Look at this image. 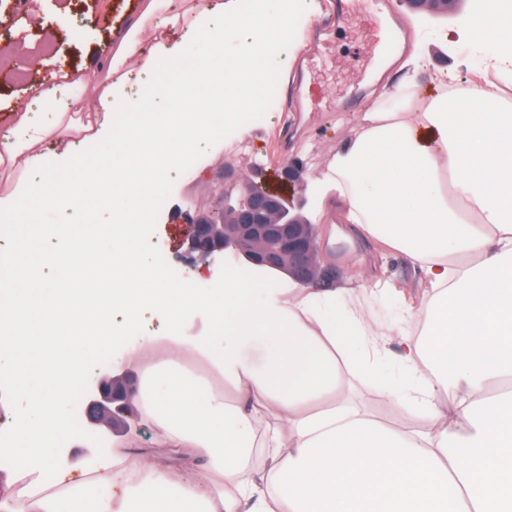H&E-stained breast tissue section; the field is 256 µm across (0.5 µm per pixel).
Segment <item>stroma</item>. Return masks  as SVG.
I'll list each match as a JSON object with an SVG mask.
<instances>
[{
    "label": "stroma",
    "instance_id": "1",
    "mask_svg": "<svg viewBox=\"0 0 512 512\" xmlns=\"http://www.w3.org/2000/svg\"><path fill=\"white\" fill-rule=\"evenodd\" d=\"M142 0H40L38 12L46 22L29 29V41L33 53H43L45 47H53L58 58L66 64L90 71L98 55L106 50L105 41L113 30L126 28L140 10ZM480 0H457L451 16L432 19L434 34L420 40V76L424 87H431L439 70L455 68L460 81L473 79V67L481 62V54L463 43L439 40V33L452 31L463 15L474 12ZM374 24L372 13L340 23L327 37V45L314 61L316 75L324 97L337 95L367 74L369 54L368 33ZM38 73L15 66H0V128L6 126L13 112L24 103L25 90L37 81ZM285 80L275 79L265 85L266 99L276 101L280 112L279 123L267 124L262 116L251 110H243L241 117L250 124L252 134L246 143L238 144L224 137H212L209 146L197 155L196 175L176 176L162 184L169 208L148 216L141 225L151 255L164 256L172 265H179L189 228L173 219L172 208L183 205L186 198L196 202L215 200L216 186L202 179L203 171H219L233 166L241 172H249L254 165L264 167V179L276 182L278 191L296 196L295 187L282 183L280 169L293 157L301 158L307 177H314L335 157L342 140L356 118L355 112H314L303 122L296 121L291 103L286 97ZM291 122L292 130L287 139H280L282 122ZM335 251L330 259L335 265L338 279L355 276L365 268L375 266L384 271L385 285L354 289L352 303L369 308L378 328L384 331V343L396 348L401 335L415 331L412 323L398 321L403 302L420 305L427 301L429 290L421 279L418 267L406 256L385 249L368 250L360 240L335 239ZM409 385L410 380L396 359H389L381 366L363 370L349 367L345 372L343 396L352 404L362 407L374 416L395 426L423 427L421 414L408 413L390 407L384 397L391 384ZM128 445L133 449L160 451L161 445L151 429L133 427L127 433L115 436L111 433L90 432L89 436L72 433L67 462L74 467L88 465L101 447L112 442Z\"/></svg>",
    "mask_w": 512,
    "mask_h": 512
}]
</instances>
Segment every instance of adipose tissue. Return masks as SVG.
Masks as SVG:
<instances>
[{
	"label": "adipose tissue",
	"mask_w": 512,
	"mask_h": 512,
	"mask_svg": "<svg viewBox=\"0 0 512 512\" xmlns=\"http://www.w3.org/2000/svg\"><path fill=\"white\" fill-rule=\"evenodd\" d=\"M165 7L150 0L97 63L107 82L94 111L59 65L0 134V168L21 170L0 216L23 229L47 205L83 210L82 223L30 239L0 266V372L16 383L0 400L21 407L0 512H512V394L495 392L512 380V103L480 78L424 92L410 56L312 180L328 237L406 255L432 290L420 334L401 343L417 386L386 395L424 412L428 427H392L339 396L345 362L366 367L384 351L364 309L346 307L339 324L329 316L354 279L307 288L228 271L223 287L201 290L204 270L170 283L140 245L155 190L208 144L213 113L230 139L250 136L240 112L267 111L265 74L291 72L316 0H251L246 15L238 0ZM456 35L486 48L485 68L512 72V7L486 0ZM45 98L58 102L48 118L34 110ZM51 139L66 149L49 168ZM89 139L111 154L86 164ZM103 199L108 224L96 221ZM191 313L208 321L204 335H186ZM149 317L167 335L128 340ZM107 344L142 365L133 418L164 452L127 464L112 448L75 468L64 461L67 390ZM163 346L170 356L156 360Z\"/></svg>",
	"instance_id": "1"
}]
</instances>
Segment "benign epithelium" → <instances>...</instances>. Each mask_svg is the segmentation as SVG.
<instances>
[{
	"label": "benign epithelium",
	"mask_w": 512,
	"mask_h": 512,
	"mask_svg": "<svg viewBox=\"0 0 512 512\" xmlns=\"http://www.w3.org/2000/svg\"><path fill=\"white\" fill-rule=\"evenodd\" d=\"M411 8L436 16H448L455 0H401ZM281 178L300 188L297 200L290 202L262 186L260 166L252 174L241 175L226 166L212 172L209 179L218 183L219 195L205 207H177L172 217L191 226L183 263L206 264L226 251L246 263L282 272L294 281L311 287L325 284L333 266L324 262L325 237L319 225L306 217L304 169L296 159L282 167ZM137 379L131 374L100 376L96 387L87 393L84 416L89 426L112 431L126 427L128 408L135 394Z\"/></svg>",
	"instance_id": "7a95c632"
}]
</instances>
